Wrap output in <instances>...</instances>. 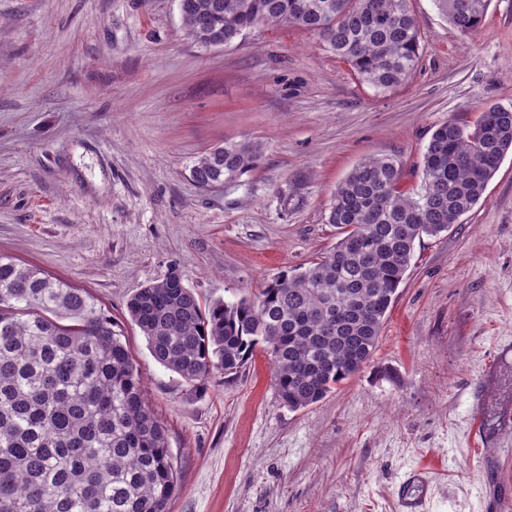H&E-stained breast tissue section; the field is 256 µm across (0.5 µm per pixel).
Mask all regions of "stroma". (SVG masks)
<instances>
[{
  "mask_svg": "<svg viewBox=\"0 0 512 512\" xmlns=\"http://www.w3.org/2000/svg\"><path fill=\"white\" fill-rule=\"evenodd\" d=\"M409 6L419 63L380 93L300 28L205 50L178 0H0V254L88 290L122 332L178 462L170 512H399L418 467L426 512L512 496V154L416 245L372 357L312 406L281 403L261 353L188 389L126 311L174 265L201 299L254 297L335 244L326 210L361 159L415 187L437 126L512 105V0L470 34ZM228 139L260 142L258 163L200 189L192 162ZM428 473L421 468L411 470L399 483L397 498L401 512H420L428 486Z\"/></svg>",
  "mask_w": 512,
  "mask_h": 512,
  "instance_id": "1",
  "label": "stroma"
}]
</instances>
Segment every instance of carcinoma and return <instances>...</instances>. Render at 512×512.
Here are the masks:
<instances>
[{
  "mask_svg": "<svg viewBox=\"0 0 512 512\" xmlns=\"http://www.w3.org/2000/svg\"><path fill=\"white\" fill-rule=\"evenodd\" d=\"M462 33L490 0H435ZM187 37L223 47L260 24L292 26L379 92L418 63L408 0H180ZM512 150V105L450 118L422 152L417 189L400 164L368 157L342 180L327 221L338 239L255 298L202 301L172 267L127 303L153 357L195 389L265 355L283 404L311 406L375 352L415 243L460 223ZM262 145L226 141L189 167L203 189L238 182ZM178 469L122 334L90 292L0 256V512H169Z\"/></svg>",
  "mask_w": 512,
  "mask_h": 512,
  "instance_id": "carcinoma-1",
  "label": "carcinoma"
}]
</instances>
